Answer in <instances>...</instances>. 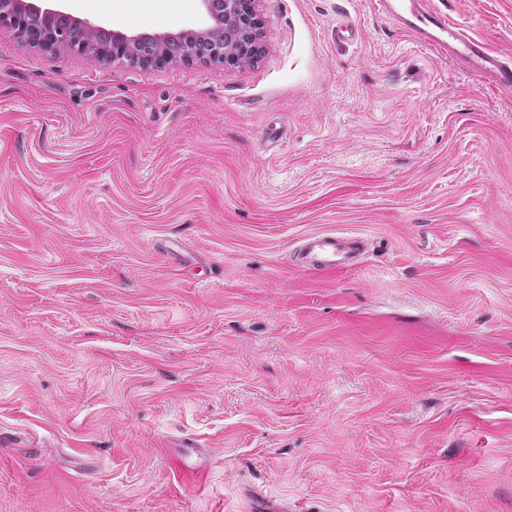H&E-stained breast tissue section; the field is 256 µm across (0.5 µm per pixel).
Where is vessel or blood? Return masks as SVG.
I'll return each instance as SVG.
<instances>
[{
	"label": "vessel or blood",
	"instance_id": "1",
	"mask_svg": "<svg viewBox=\"0 0 512 512\" xmlns=\"http://www.w3.org/2000/svg\"><path fill=\"white\" fill-rule=\"evenodd\" d=\"M374 11L390 21L396 31L420 47L454 56L494 87L512 92V54L491 50L486 42L430 9L426 0H371ZM365 240L333 232L306 236L297 253V266L304 270L342 272L353 267Z\"/></svg>",
	"mask_w": 512,
	"mask_h": 512
}]
</instances>
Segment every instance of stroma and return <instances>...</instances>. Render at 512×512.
I'll list each match as a JSON object with an SVG mask.
<instances>
[{
  "instance_id": "obj_1",
  "label": "stroma",
  "mask_w": 512,
  "mask_h": 512,
  "mask_svg": "<svg viewBox=\"0 0 512 512\" xmlns=\"http://www.w3.org/2000/svg\"><path fill=\"white\" fill-rule=\"evenodd\" d=\"M430 2L512 52V0ZM256 9L231 69L0 26V512H512V93L370 0ZM323 231L355 269L295 267Z\"/></svg>"
}]
</instances>
